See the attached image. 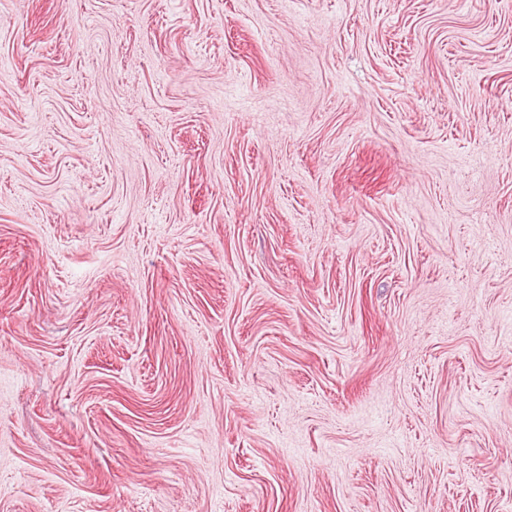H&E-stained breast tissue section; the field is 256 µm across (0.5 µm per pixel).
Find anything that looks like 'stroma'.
<instances>
[{
  "mask_svg": "<svg viewBox=\"0 0 512 512\" xmlns=\"http://www.w3.org/2000/svg\"><path fill=\"white\" fill-rule=\"evenodd\" d=\"M0 512H512V0H0Z\"/></svg>",
  "mask_w": 512,
  "mask_h": 512,
  "instance_id": "stroma-1",
  "label": "stroma"
}]
</instances>
